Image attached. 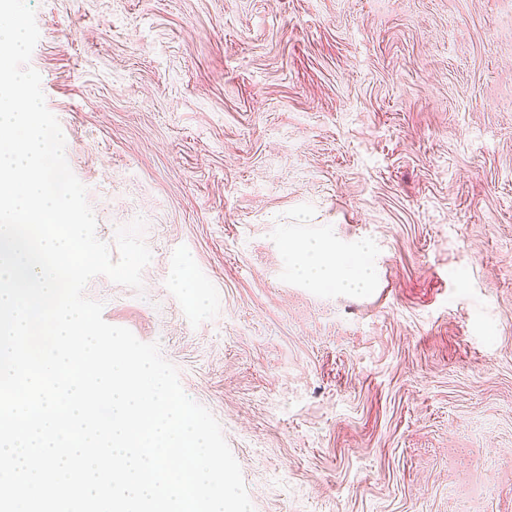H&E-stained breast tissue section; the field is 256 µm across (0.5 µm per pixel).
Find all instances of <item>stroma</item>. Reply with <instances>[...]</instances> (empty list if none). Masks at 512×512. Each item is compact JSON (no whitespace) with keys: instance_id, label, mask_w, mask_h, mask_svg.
Returning <instances> with one entry per match:
<instances>
[{"instance_id":"1","label":"stroma","mask_w":512,"mask_h":512,"mask_svg":"<svg viewBox=\"0 0 512 512\" xmlns=\"http://www.w3.org/2000/svg\"><path fill=\"white\" fill-rule=\"evenodd\" d=\"M103 318L159 343L254 512H512V0H27ZM369 241L365 297L286 247Z\"/></svg>"}]
</instances>
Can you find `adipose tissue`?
Here are the masks:
<instances>
[{"label": "adipose tissue", "mask_w": 512, "mask_h": 512, "mask_svg": "<svg viewBox=\"0 0 512 512\" xmlns=\"http://www.w3.org/2000/svg\"><path fill=\"white\" fill-rule=\"evenodd\" d=\"M293 276L318 288L365 293L375 287L377 271L366 243L349 247L313 237L288 251Z\"/></svg>", "instance_id": "adipose-tissue-1"}]
</instances>
